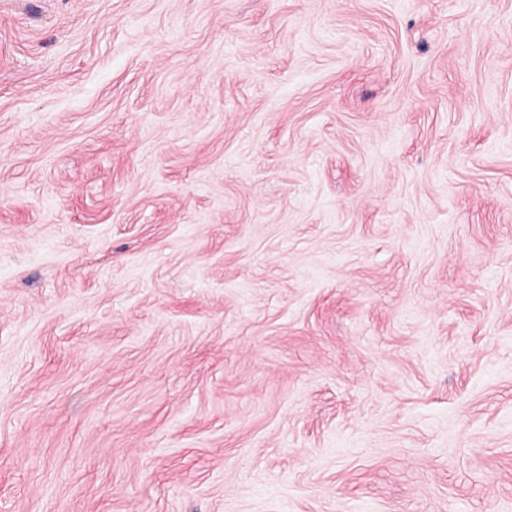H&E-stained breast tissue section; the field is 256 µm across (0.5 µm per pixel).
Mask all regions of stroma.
I'll return each instance as SVG.
<instances>
[{"label":"stroma","mask_w":512,"mask_h":512,"mask_svg":"<svg viewBox=\"0 0 512 512\" xmlns=\"http://www.w3.org/2000/svg\"><path fill=\"white\" fill-rule=\"evenodd\" d=\"M0 512H512V0H0Z\"/></svg>","instance_id":"stroma-1"}]
</instances>
